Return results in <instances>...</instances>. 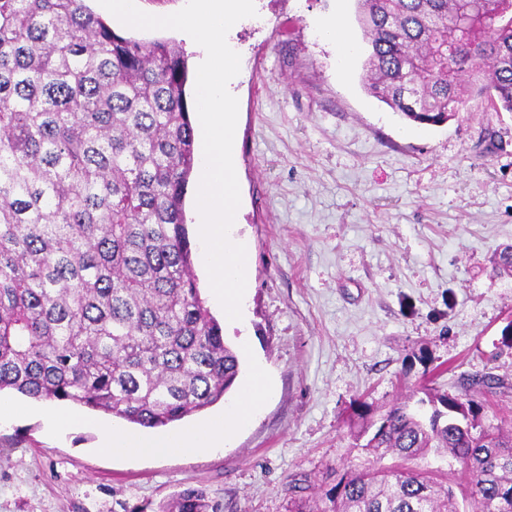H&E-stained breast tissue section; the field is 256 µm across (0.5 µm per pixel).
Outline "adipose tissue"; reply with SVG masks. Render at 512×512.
Wrapping results in <instances>:
<instances>
[{
    "instance_id": "adipose-tissue-1",
    "label": "adipose tissue",
    "mask_w": 512,
    "mask_h": 512,
    "mask_svg": "<svg viewBox=\"0 0 512 512\" xmlns=\"http://www.w3.org/2000/svg\"><path fill=\"white\" fill-rule=\"evenodd\" d=\"M268 393L267 379L258 371L246 383L241 401L231 414L216 416L194 430L154 435L119 434L100 422L96 425L100 446L115 453H182L220 448L226 436L250 421Z\"/></svg>"
}]
</instances>
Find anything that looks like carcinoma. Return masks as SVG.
I'll return each instance as SVG.
<instances>
[{"label": "carcinoma", "mask_w": 512, "mask_h": 512, "mask_svg": "<svg viewBox=\"0 0 512 512\" xmlns=\"http://www.w3.org/2000/svg\"><path fill=\"white\" fill-rule=\"evenodd\" d=\"M356 2L366 89L404 119L446 123L469 91L512 112V0ZM187 82L175 41L126 37L86 0H0V392L159 428L234 385L239 356L193 274ZM511 391L428 381L415 408L358 414L363 458L324 487L290 478L289 512H457L455 485L512 512V426L494 410ZM432 451L460 464L446 491L417 464ZM158 512L221 510L190 486Z\"/></svg>", "instance_id": "obj_1"}]
</instances>
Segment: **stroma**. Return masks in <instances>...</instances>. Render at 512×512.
Listing matches in <instances>:
<instances>
[{"label": "stroma", "mask_w": 512, "mask_h": 512, "mask_svg": "<svg viewBox=\"0 0 512 512\" xmlns=\"http://www.w3.org/2000/svg\"><path fill=\"white\" fill-rule=\"evenodd\" d=\"M256 11L227 37L250 282L223 330L267 400L224 448L170 455L101 452L89 427L51 436L25 400L0 425V512H155L189 486L222 512H288L290 476L356 460L360 403L375 420L426 379L512 382V276L493 272L512 245V112L474 98L444 125L407 123L363 87L355 0Z\"/></svg>", "instance_id": "stroma-1"}]
</instances>
